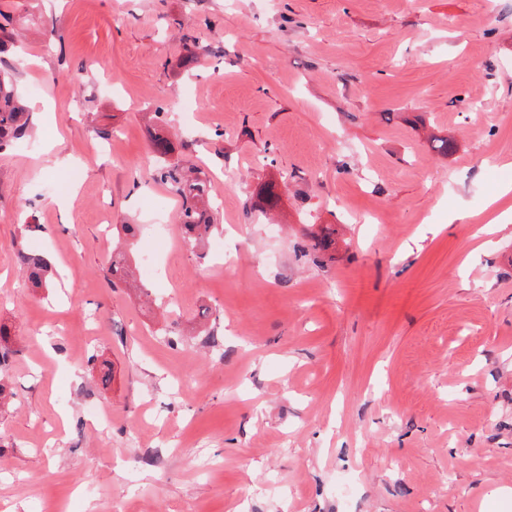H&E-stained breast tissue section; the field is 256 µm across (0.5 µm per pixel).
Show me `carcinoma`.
<instances>
[{
	"mask_svg": "<svg viewBox=\"0 0 512 512\" xmlns=\"http://www.w3.org/2000/svg\"><path fill=\"white\" fill-rule=\"evenodd\" d=\"M29 114L20 101L13 76L0 71V150L22 138L29 127ZM153 152L159 162L156 177L170 186L181 199L178 223L183 226L185 238L190 248H195L206 236L217 229L213 217L205 208V198L209 196L210 178L202 169H185L175 162L168 161L173 153V143L166 137L156 135L152 140ZM310 248L314 258L326 254L334 244L332 234L324 229L310 234ZM19 261L29 279L37 286H45L53 276L48 262L26 252L19 253ZM109 271L117 280L128 275L126 255L112 252Z\"/></svg>",
	"mask_w": 512,
	"mask_h": 512,
	"instance_id": "1",
	"label": "carcinoma"
}]
</instances>
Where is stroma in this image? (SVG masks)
<instances>
[{"label": "stroma", "instance_id": "stroma-1", "mask_svg": "<svg viewBox=\"0 0 512 512\" xmlns=\"http://www.w3.org/2000/svg\"><path fill=\"white\" fill-rule=\"evenodd\" d=\"M16 6L34 127L0 152V512H512V215L483 225L512 185V0ZM156 134L237 176L198 251ZM19 261L29 279L37 286H47L53 276V270L48 262L26 252H19Z\"/></svg>", "mask_w": 512, "mask_h": 512}]
</instances>
